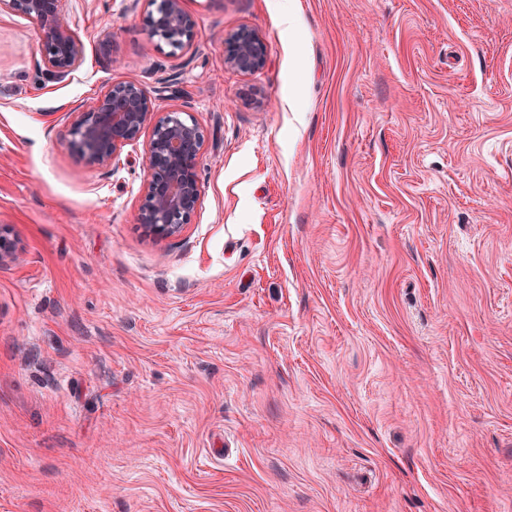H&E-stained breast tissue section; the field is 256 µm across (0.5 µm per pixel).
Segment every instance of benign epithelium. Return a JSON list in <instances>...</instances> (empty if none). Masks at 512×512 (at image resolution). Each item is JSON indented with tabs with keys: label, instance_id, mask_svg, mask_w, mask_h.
<instances>
[{
	"label": "benign epithelium",
	"instance_id": "obj_1",
	"mask_svg": "<svg viewBox=\"0 0 512 512\" xmlns=\"http://www.w3.org/2000/svg\"><path fill=\"white\" fill-rule=\"evenodd\" d=\"M185 0H148V39L170 48L177 57L195 39L196 22ZM63 0H0L5 11L33 22L41 33L45 67L66 77L84 61V43L62 21ZM267 61L264 37L241 26L224 37V65L243 74L262 69ZM67 150L86 167L113 166L124 148L150 131L143 163L147 177L142 185L143 202L137 223L158 237H174L189 223L200 203L202 187L198 168L205 153V136L199 124L180 109L154 110L145 84L114 82L68 113ZM21 252L9 224H0V268L20 261Z\"/></svg>",
	"mask_w": 512,
	"mask_h": 512
}]
</instances>
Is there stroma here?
I'll list each match as a JSON object with an SVG mask.
<instances>
[{
  "label": "stroma",
  "mask_w": 512,
  "mask_h": 512,
  "mask_svg": "<svg viewBox=\"0 0 512 512\" xmlns=\"http://www.w3.org/2000/svg\"><path fill=\"white\" fill-rule=\"evenodd\" d=\"M64 0L0 14V512H512V0ZM260 32L267 62L224 65ZM115 81L205 135L180 235L144 141L64 146ZM63 0H0L2 11L33 22L41 33L45 67L57 77H66L84 61V43L62 21ZM146 32L156 47L165 45L168 54L178 57L189 49L195 39L196 22L184 6L185 0H148ZM156 19L150 24V17ZM267 61L264 37L256 30L241 26L224 37V65L243 74L262 69ZM21 252L17 250V241L9 224H0V268L20 261Z\"/></svg>",
  "instance_id": "stroma-1"
}]
</instances>
